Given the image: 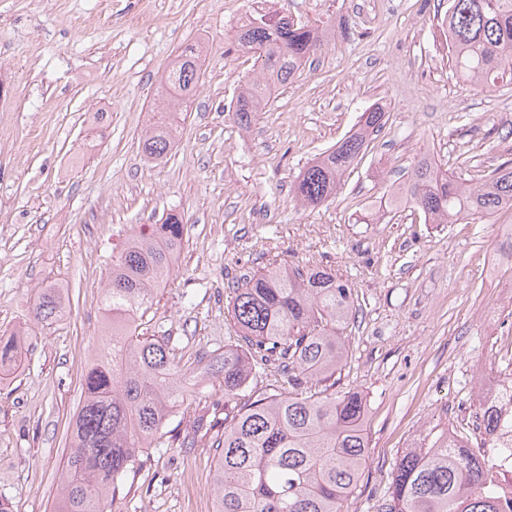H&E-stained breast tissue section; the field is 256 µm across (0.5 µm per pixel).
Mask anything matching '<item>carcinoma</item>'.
Masks as SVG:
<instances>
[{
    "instance_id": "carcinoma-1",
    "label": "carcinoma",
    "mask_w": 512,
    "mask_h": 512,
    "mask_svg": "<svg viewBox=\"0 0 512 512\" xmlns=\"http://www.w3.org/2000/svg\"><path fill=\"white\" fill-rule=\"evenodd\" d=\"M440 26L451 63L475 90L512 82V0H448ZM326 28L281 22L240 26L237 44L257 56L258 74L243 80L233 117L247 129L273 87L292 82L321 47ZM198 48H187L158 82L165 108L140 138L143 155L163 157L175 140L183 105L201 77ZM386 124V107L362 113L358 128L319 154L300 173L297 201L315 209L331 197L363 153L368 137ZM430 224L482 220L512 209V162L492 169L478 185L441 171L421 157L402 191ZM176 213L144 224L127 239L101 288L107 342L84 375V399L75 418L71 451L53 512H107L136 472L143 449L162 439L173 414L203 381L224 384L222 431L200 415L174 436L193 448L211 434L215 448L214 512H342L367 460L364 402L333 390L346 353L344 331L353 317L349 285L319 266L275 267L231 282V317L238 333L224 352L196 357L203 372L175 357L168 341L138 332L153 290L170 275L183 245ZM62 312L55 286L42 292L35 316ZM18 340L0 344V372L18 362ZM267 372L280 379L256 389ZM322 385L315 391L313 387ZM485 444L512 423L503 404H482ZM483 462L459 440L441 436L428 448L405 452L389 487L387 512H500L497 493L483 481Z\"/></svg>"
}]
</instances>
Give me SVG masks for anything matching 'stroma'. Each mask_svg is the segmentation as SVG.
Segmentation results:
<instances>
[{
	"label": "stroma",
	"instance_id": "1",
	"mask_svg": "<svg viewBox=\"0 0 512 512\" xmlns=\"http://www.w3.org/2000/svg\"><path fill=\"white\" fill-rule=\"evenodd\" d=\"M245 0H0V339L22 358L0 375V496L12 512H51L70 451L83 376L102 346L100 284L125 237L169 213L183 248L154 292L140 333L169 337L182 360L235 344L229 282L278 266L323 265L352 289L356 313L338 392L365 402L368 460L343 512H385L400 456L455 430L477 447V375L512 378V272L503 210L476 224H429L389 201L428 155L470 184L512 159V84L476 93L454 75L437 20L448 0H265L263 12L334 23L320 51L249 130L232 110L255 56L239 51ZM146 16L131 28L132 13ZM202 48L188 116L161 159L143 130L158 81L185 46ZM386 106L336 193L314 209L291 189L362 112ZM66 291L55 319H35L48 284ZM206 384L170 425L221 412ZM129 475L115 512H213L209 439L164 440Z\"/></svg>",
	"mask_w": 512,
	"mask_h": 512
}]
</instances>
